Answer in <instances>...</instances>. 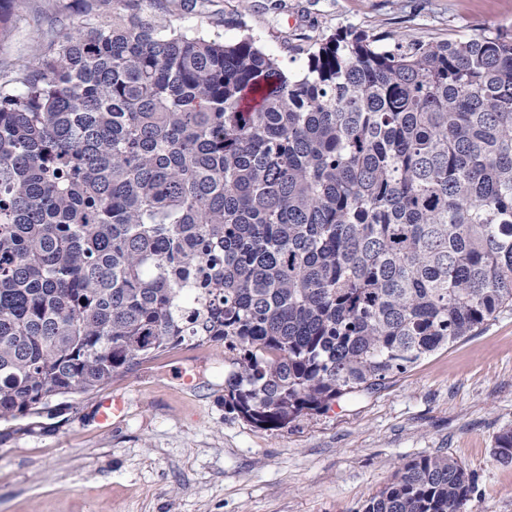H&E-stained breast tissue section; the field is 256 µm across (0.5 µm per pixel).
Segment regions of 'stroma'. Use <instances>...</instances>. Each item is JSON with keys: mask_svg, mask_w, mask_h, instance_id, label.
Masks as SVG:
<instances>
[{"mask_svg": "<svg viewBox=\"0 0 512 512\" xmlns=\"http://www.w3.org/2000/svg\"><path fill=\"white\" fill-rule=\"evenodd\" d=\"M118 0H0V79L32 49ZM182 30L250 34L290 71L295 38L356 31L423 41L512 34V0H140ZM120 401L111 424L103 399ZM512 310L424 357L380 389L347 395L288 427L224 408V347L178 348L135 364L76 409L33 430L0 422V512H359L404 462L446 455L472 472L465 512H512Z\"/></svg>", "mask_w": 512, "mask_h": 512, "instance_id": "35a3bbf8", "label": "stroma"}]
</instances>
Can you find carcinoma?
Masks as SVG:
<instances>
[{"label": "carcinoma", "instance_id": "1", "mask_svg": "<svg viewBox=\"0 0 512 512\" xmlns=\"http://www.w3.org/2000/svg\"><path fill=\"white\" fill-rule=\"evenodd\" d=\"M289 52L114 11L0 88V421L222 342L224 408L282 429L512 307V37ZM474 484L422 456L359 512Z\"/></svg>", "mask_w": 512, "mask_h": 512}]
</instances>
